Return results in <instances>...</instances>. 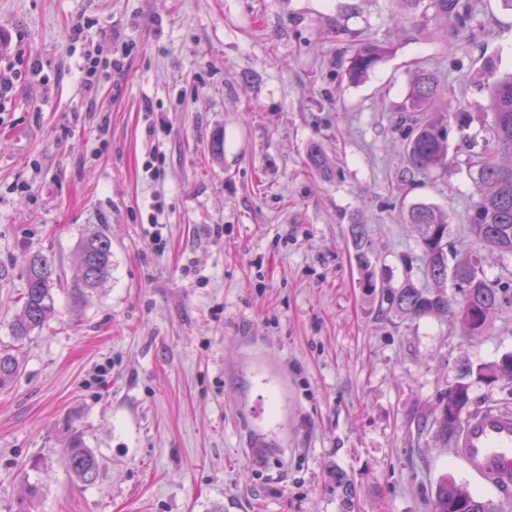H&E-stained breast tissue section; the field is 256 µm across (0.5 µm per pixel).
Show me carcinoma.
I'll return each mask as SVG.
<instances>
[{"mask_svg": "<svg viewBox=\"0 0 512 512\" xmlns=\"http://www.w3.org/2000/svg\"><path fill=\"white\" fill-rule=\"evenodd\" d=\"M435 16L442 19L459 37H467V23L472 18L471 0H429ZM384 50L377 44L360 46L349 61L346 74L350 82L361 81L382 60ZM440 80L433 69L417 68L402 111L411 122L407 135L408 163L414 170L436 172L448 167V113L438 109ZM490 109L493 120L487 133L494 143L491 153L474 151V142L466 130L471 126L470 113L460 110L453 121L460 142L469 152V167L476 173L478 193L471 215L470 229L484 247L512 256V73L494 80L490 87ZM407 223L419 234L427 276L433 287H417L407 281L401 288L383 295L388 306L410 317L437 315L453 326L460 324L469 335L483 333L487 321L500 302L498 289L486 279L478 260L469 257L448 258V217L426 203L412 207ZM350 235L354 258L360 269L373 278V253L365 225L353 224ZM112 268V241L102 232L86 237L80 245L79 275L71 288L72 299L81 302L87 294L104 283ZM55 266L48 256L36 252L27 263V284L19 299L20 307L11 324V335L17 342L26 340L42 327L54 313L52 285ZM461 289L462 299L448 294V285ZM21 361L17 350L0 348V388L19 373ZM478 377L489 382L512 381V353L477 367ZM469 385L463 381L448 389L432 415V424L445 443L458 438L461 416L470 411ZM67 471L73 480L93 484L99 474L97 458L85 448L80 434L73 433L62 448ZM433 512H499L490 500L476 496L466 484L441 481L435 492Z\"/></svg>", "mask_w": 512, "mask_h": 512, "instance_id": "obj_1", "label": "carcinoma"}]
</instances>
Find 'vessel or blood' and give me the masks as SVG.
Masks as SVG:
<instances>
[{
    "label": "vessel or blood",
    "instance_id": "1",
    "mask_svg": "<svg viewBox=\"0 0 512 512\" xmlns=\"http://www.w3.org/2000/svg\"><path fill=\"white\" fill-rule=\"evenodd\" d=\"M466 469L493 487L512 489V409L493 406L471 413L455 443Z\"/></svg>",
    "mask_w": 512,
    "mask_h": 512
}]
</instances>
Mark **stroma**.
<instances>
[{"label": "stroma", "instance_id": "35a3bbf8", "mask_svg": "<svg viewBox=\"0 0 512 512\" xmlns=\"http://www.w3.org/2000/svg\"><path fill=\"white\" fill-rule=\"evenodd\" d=\"M470 25L472 40L447 38L395 0H0L13 82L0 95V346L22 359L0 389V512L32 483L37 512H431L447 476L512 512L431 426L463 379L473 406L512 403V383L465 373L512 352V256L470 232L458 134L448 169L421 173L399 124L425 66L443 109L467 107L484 138L486 64L512 70V8L476 0ZM365 42L387 53L353 84ZM419 202L448 215L455 253L500 290L482 335L381 301L427 283L405 222ZM354 224L372 243L370 284ZM94 231L112 240L111 274L78 304L69 287ZM38 251L55 263V311L18 344ZM75 430L100 463L89 486L59 463Z\"/></svg>", "mask_w": 512, "mask_h": 512}]
</instances>
